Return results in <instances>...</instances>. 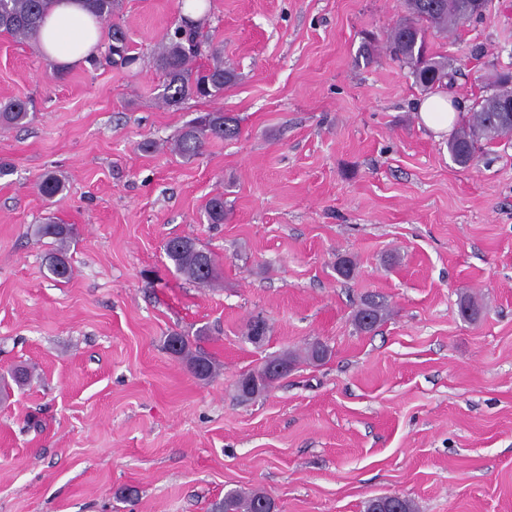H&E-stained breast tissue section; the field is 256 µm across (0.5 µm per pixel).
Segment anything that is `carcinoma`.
<instances>
[{"mask_svg": "<svg viewBox=\"0 0 512 512\" xmlns=\"http://www.w3.org/2000/svg\"><path fill=\"white\" fill-rule=\"evenodd\" d=\"M52 0H0V31L23 41H36V31L48 11ZM474 0H404L405 15L386 33L385 48L392 59L409 67L416 83L427 94H435L451 85L452 68L448 57L434 56L428 51V34L432 31L448 33L471 19ZM101 25L109 30L111 44L109 59L112 64L131 68L138 57L131 54L121 26L115 22L119 0H84ZM185 0H177L179 22L174 32L166 34L155 58L156 66L163 72L165 82L161 98L169 108L178 107L191 98L217 100L224 95V88L236 80L234 69L224 66V57L212 50V63L192 66V60L201 52L200 25L188 22L184 15ZM32 101L14 98L0 105V127L24 123L30 115ZM512 107V76L500 77L491 93L473 101L464 124L448 141V152L454 161L470 166L477 158L479 145L499 139L512 138V115L505 107ZM213 118L205 122L199 118L189 124L174 141L173 151L183 158L199 155L210 139H233L240 133L238 121L212 111ZM39 193L53 199L62 191L61 179L49 173L38 186ZM211 224L224 223V196L210 198L205 206ZM39 238H53L59 243L57 252L47 260V269L55 280H68L72 275L65 246L69 228L52 219L35 226ZM168 259L175 270L188 280L211 286L219 279L217 266L210 252L197 247L189 237H173L165 245ZM386 307L374 300L357 311L354 320L361 330H371L380 323ZM167 348L186 360L191 371L199 378H208L214 371L213 362L189 348L187 337L173 333L167 337ZM237 384L239 396L249 399L265 391L273 378L258 368L240 376ZM275 502L263 491L243 495L229 491L219 505L218 512H275ZM366 512H414L410 500L399 496L374 498L367 504Z\"/></svg>", "mask_w": 512, "mask_h": 512, "instance_id": "1", "label": "carcinoma"}]
</instances>
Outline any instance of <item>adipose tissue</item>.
<instances>
[{"label":"adipose tissue","instance_id":"adipose-tissue-1","mask_svg":"<svg viewBox=\"0 0 512 512\" xmlns=\"http://www.w3.org/2000/svg\"><path fill=\"white\" fill-rule=\"evenodd\" d=\"M38 40L47 58L69 68L97 57L100 28L83 0H53ZM417 110L421 123L438 135L449 133L460 118L451 99L443 95L418 101Z\"/></svg>","mask_w":512,"mask_h":512}]
</instances>
